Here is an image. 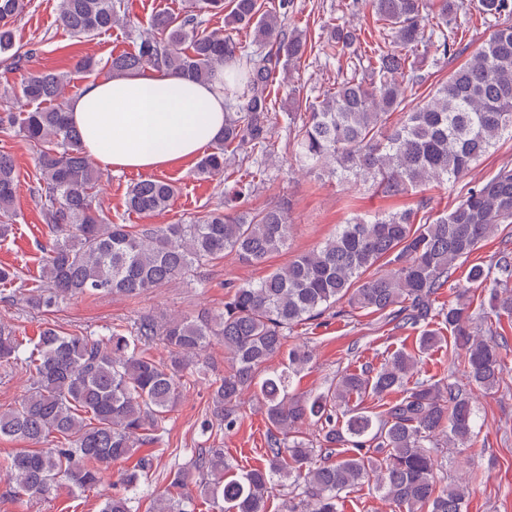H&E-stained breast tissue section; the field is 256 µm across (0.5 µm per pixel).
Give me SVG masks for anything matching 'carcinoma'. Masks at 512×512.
<instances>
[{"mask_svg": "<svg viewBox=\"0 0 512 512\" xmlns=\"http://www.w3.org/2000/svg\"><path fill=\"white\" fill-rule=\"evenodd\" d=\"M27 0H0V54L7 70H20L29 50L15 46L13 25ZM290 0L263 9L261 0H191L182 15H156L138 32L135 48L112 57L107 73L132 75L163 68L199 83L224 73V132L197 162L201 175L217 176L233 148L267 155L273 119L269 88L277 71L308 52L305 34L285 29ZM377 19L392 40L364 54L333 92L288 113L292 148L303 166L335 164L342 177L371 180L388 193L460 178L507 133L512 135V0H480L497 28L481 49L448 79L412 105L403 80L420 84V64L461 52L445 32L456 0H371ZM125 0H59L58 20L74 36L90 38L119 22ZM224 14L231 32L207 34L198 16ZM435 23L426 31L425 20ZM251 31L257 49L248 51L233 32ZM359 37L344 25L329 27L326 50L344 56L357 50ZM64 72L42 71L20 83L16 95L27 109L0 112V133L19 136L36 150L38 198L44 223L54 234L43 267L45 285L29 290L26 303L49 308L75 296H138L188 275L226 251L253 264L265 262L290 236L288 209L279 205L255 212L243 207L254 181L238 179L233 197L242 208L208 211L189 224L112 223L94 204L102 172L95 168L83 138L68 115ZM404 111L392 125L389 117ZM18 188L14 157L0 149V215L11 213ZM173 185L162 179L135 182L127 210L151 215L168 208ZM512 224V166L469 189L451 210L423 224L404 211L373 219L356 217L319 248L277 269L258 283L238 285L224 309L197 317L143 315L131 326L115 324L93 339L46 326L21 341L0 322V368L16 363L33 378L31 391L0 411V438L23 442L57 439L53 448H19L0 460L13 493L51 496L65 479L76 490L99 484L103 466L129 460L152 442L180 397L184 378L208 368L202 360L213 339L224 344L230 370L210 384L211 420L230 432L237 427L241 396L261 398L270 431L266 465L235 471L222 448H203L188 465L170 472L169 494L154 501V512H186L197 489L204 499L222 502V512H267L277 483H288L299 498V512H339L341 494L370 483L399 512H465L475 477L458 465L453 483L441 487L444 462L440 443L469 448L477 441L476 393L500 385L502 351L508 337L498 330L512 316V247L489 267L475 265L467 280L491 283L485 330L472 327L468 289L436 306L439 291L479 245L500 225ZM386 270L365 274L377 264ZM378 313L397 330L419 331L418 351L438 346L439 329L454 340L452 368L461 381L443 388L437 381L408 384L416 355L398 350L378 369L346 370L315 396L290 394L292 380L310 362V352L288 349L282 367L267 363L282 352L287 332L315 321L336 304ZM158 336L167 356L156 359L142 348ZM383 402L381 412L353 406L355 397ZM319 428L318 444L297 435L306 422ZM140 458L124 470L118 492L103 500L100 512H133L132 497L152 469Z\"/></svg>", "mask_w": 512, "mask_h": 512, "instance_id": "cac0c4a2", "label": "carcinoma"}]
</instances>
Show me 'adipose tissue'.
I'll list each match as a JSON object with an SVG mask.
<instances>
[{"instance_id": "obj_1", "label": "adipose tissue", "mask_w": 512, "mask_h": 512, "mask_svg": "<svg viewBox=\"0 0 512 512\" xmlns=\"http://www.w3.org/2000/svg\"><path fill=\"white\" fill-rule=\"evenodd\" d=\"M69 114L102 170L152 172L196 157L223 133V83L148 68L85 83Z\"/></svg>"}]
</instances>
